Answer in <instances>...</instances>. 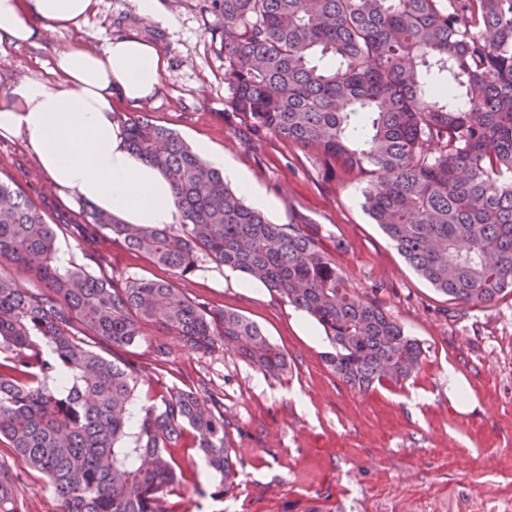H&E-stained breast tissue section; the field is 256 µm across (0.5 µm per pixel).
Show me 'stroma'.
I'll return each instance as SVG.
<instances>
[{
    "label": "stroma",
    "instance_id": "obj_1",
    "mask_svg": "<svg viewBox=\"0 0 512 512\" xmlns=\"http://www.w3.org/2000/svg\"><path fill=\"white\" fill-rule=\"evenodd\" d=\"M157 9L163 20L154 23L139 14L136 0H97L81 32L41 29L36 44L0 52V93L18 76L48 77L63 49L97 51L115 35L155 43L167 61L157 90L137 106L114 101L117 122L141 115L188 145L209 142L271 199L266 213L273 223L306 217L353 287L379 300L424 351L407 382L353 389L326 366L332 346L325 334L305 331L300 311L268 291L236 287L223 265L200 262L178 288L256 322L286 353L288 369L266 375L224 348L190 353L175 340L160 367L151 343L114 350V357L145 367L135 407L191 385L205 389L228 422L241 459L236 486L215 497L218 475L185 449L189 492L180 512H512V294L475 308L432 288L363 210L357 182L327 175L315 154L297 145L254 137L225 110L224 55L204 0H157ZM0 176L61 224L64 264H85L116 280L172 278L147 255L114 244L108 231L85 243V200L49 181L21 139L0 136ZM452 370L472 390L469 412L448 396ZM16 496L21 512H61L39 475L18 484Z\"/></svg>",
    "mask_w": 512,
    "mask_h": 512
}]
</instances>
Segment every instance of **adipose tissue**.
<instances>
[{
    "label": "adipose tissue",
    "instance_id": "ef3b65f1",
    "mask_svg": "<svg viewBox=\"0 0 512 512\" xmlns=\"http://www.w3.org/2000/svg\"><path fill=\"white\" fill-rule=\"evenodd\" d=\"M97 0H0V52L33 43L41 25L80 28ZM166 61L151 43L126 36L98 52L58 51L54 81L23 76L0 96V134L22 138L54 185L128 224H177L170 183L127 148L112 101L152 97Z\"/></svg>",
    "mask_w": 512,
    "mask_h": 512
}]
</instances>
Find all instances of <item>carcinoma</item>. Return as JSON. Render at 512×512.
Masks as SVG:
<instances>
[{
	"label": "carcinoma",
	"mask_w": 512,
	"mask_h": 512,
	"mask_svg": "<svg viewBox=\"0 0 512 512\" xmlns=\"http://www.w3.org/2000/svg\"><path fill=\"white\" fill-rule=\"evenodd\" d=\"M226 104L256 137L311 150L364 183L362 206L436 290L473 307L512 292V0H207ZM127 148L171 184L182 222L124 224L89 212L112 242L178 278L208 258L261 283L323 329L325 364L366 391L421 368L418 340L352 288L303 217L275 224L172 129L124 123ZM56 225L0 178V444L41 474L62 512H178V449L240 476L224 414L176 388L131 420L142 367L127 349L153 327L189 352L223 347L279 375L284 351L245 316L213 310L172 281H114L58 259ZM0 463V512H19Z\"/></svg>",
	"instance_id": "cac0c4a2"
}]
</instances>
